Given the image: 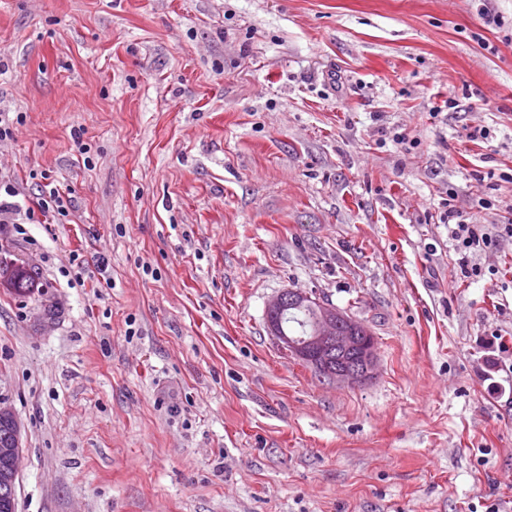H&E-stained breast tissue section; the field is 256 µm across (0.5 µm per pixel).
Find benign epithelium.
<instances>
[{"label": "benign epithelium", "instance_id": "7a95c632", "mask_svg": "<svg viewBox=\"0 0 512 512\" xmlns=\"http://www.w3.org/2000/svg\"><path fill=\"white\" fill-rule=\"evenodd\" d=\"M317 304V312L306 336H290L283 331V319L291 309ZM267 327L290 355L314 367L338 385H359L376 374V340L356 319L311 294L284 290L266 305ZM7 419L11 430L0 442V484L8 490L0 493V512H12L15 482L20 474L22 445L20 425L13 411L0 405V420Z\"/></svg>", "mask_w": 512, "mask_h": 512}]
</instances>
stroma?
Segmentation results:
<instances>
[{"label":"stroma","instance_id":"stroma-1","mask_svg":"<svg viewBox=\"0 0 512 512\" xmlns=\"http://www.w3.org/2000/svg\"><path fill=\"white\" fill-rule=\"evenodd\" d=\"M1 112L0 177L75 205L0 224L17 512H512V238L475 281L442 222H512V0H0ZM289 288L372 380L281 348ZM51 181L44 185L42 194L37 198L36 207L44 217H51L55 224H66L71 215V195L70 189L54 184ZM53 185V186H51ZM51 186V187H50ZM47 187H50L47 189ZM0 275L1 284L4 282L7 288H13L15 291L19 292L28 288H34V278L31 270H27L24 266L3 262L1 259ZM312 303L317 304V312L308 336H290L308 330L313 310H288ZM266 319L270 334L282 348L336 385L363 384L376 374V340L372 331L335 306L309 293L288 289L268 300Z\"/></svg>","mask_w":512,"mask_h":512}]
</instances>
